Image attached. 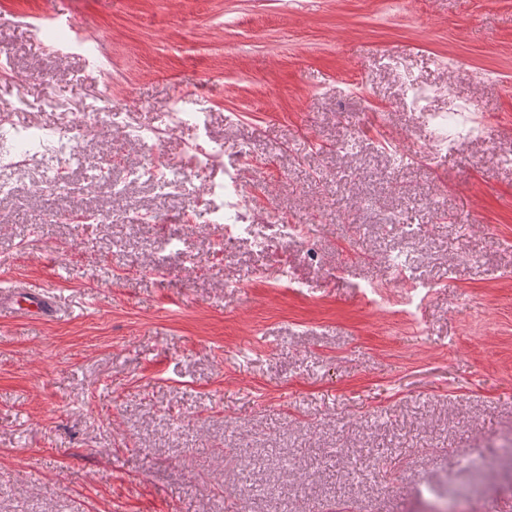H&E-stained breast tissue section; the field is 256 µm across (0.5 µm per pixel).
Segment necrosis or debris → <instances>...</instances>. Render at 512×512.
Wrapping results in <instances>:
<instances>
[{"label":"necrosis or debris","mask_w":512,"mask_h":512,"mask_svg":"<svg viewBox=\"0 0 512 512\" xmlns=\"http://www.w3.org/2000/svg\"><path fill=\"white\" fill-rule=\"evenodd\" d=\"M168 121L160 128L143 129L132 125L119 124L118 113L112 110V97L103 92L96 96L82 111L75 114L65 129H41L43 148L27 151L11 148L0 151V199L13 196L15 183L13 173L37 169L36 185L48 194H62L73 188L71 175L82 163L81 146L89 136L107 125H120L122 137L130 143L148 145L149 150L138 163L125 167L123 176L110 180V163L104 162L86 170L84 179L89 183H110L112 196L124 198L129 189L140 184L156 187L166 196L180 195L191 173L200 169L220 168L224 177L209 181L198 196L196 204L210 216L211 223L224 227L221 251L232 254L237 240L252 234L256 221H263L270 235L288 239L303 237L307 256L318 260L319 252L314 237L306 235L301 224L288 223L287 219L270 215L271 205L260 193L244 197L242 177L239 170L224 166L226 152L235 153L241 160H249L247 148L235 141L213 137L208 128V117L203 112H184L178 105H170ZM191 126L197 131L188 154L180 160L170 158L163 150L164 142L181 128ZM386 265L393 275L385 282H365L361 294L369 304L381 309L398 305L410 326H419V312L422 302L431 287L411 281L407 275L409 257H394L386 254Z\"/></svg>","instance_id":"4bbe7bcc"}]
</instances>
